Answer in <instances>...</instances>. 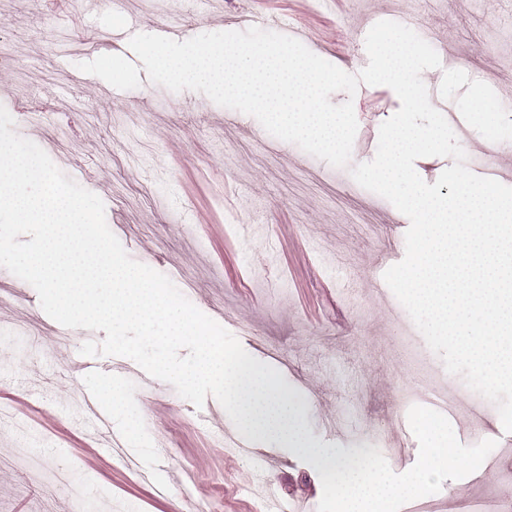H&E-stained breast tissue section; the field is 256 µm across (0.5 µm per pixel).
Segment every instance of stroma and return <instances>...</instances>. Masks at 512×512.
<instances>
[{
	"mask_svg": "<svg viewBox=\"0 0 512 512\" xmlns=\"http://www.w3.org/2000/svg\"><path fill=\"white\" fill-rule=\"evenodd\" d=\"M88 20L81 7L56 12L49 0H0V105L14 131L37 144L67 176L98 195L109 229L127 254L168 276L200 311L233 334L254 358L284 367L288 387L308 402L315 447L352 456L379 449L403 472L419 448L407 422L423 389L449 390L448 420L458 441L495 440L482 480L444 481L442 493L491 499L512 474V433L496 406L449 374L389 288L384 272L405 255L408 218L336 168L270 135L254 117L206 95L151 83L129 49L136 33L164 34L167 20L184 38L243 31L254 0H127ZM417 10L416 33L438 53L423 72L431 104L447 118L482 174L489 132L475 99L512 130V19L501 0H344L323 35L310 15L290 11L287 27L336 64L363 69L365 37L378 21ZM352 101L358 130L352 163L374 158L381 124L400 107L386 86L360 85ZM262 223L264 243L239 236ZM23 295L22 310L0 303V512H260L268 486L288 505L318 506L322 483L287 448L230 456L217 443L231 424L218 400L202 407L173 386L150 383V398L111 409L113 431L149 473L141 480L111 454L89 461L91 423L69 402L91 391L111 395L109 356L68 368L82 341L58 336L36 290L0 267V285ZM66 473L83 494L49 485Z\"/></svg>",
	"mask_w": 512,
	"mask_h": 512,
	"instance_id": "obj_1",
	"label": "stroma"
}]
</instances>
